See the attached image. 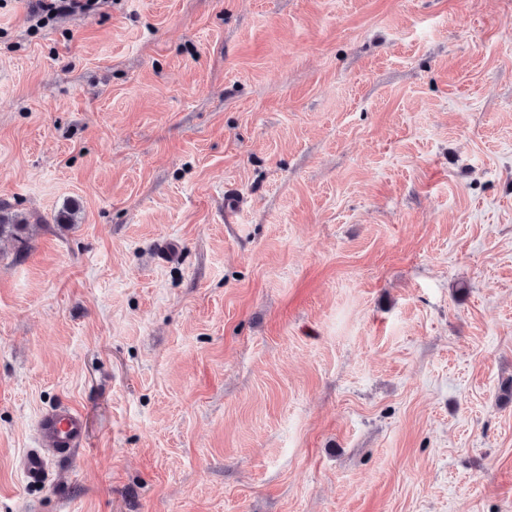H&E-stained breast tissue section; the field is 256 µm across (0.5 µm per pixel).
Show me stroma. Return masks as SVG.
<instances>
[{"label": "stroma", "mask_w": 512, "mask_h": 512, "mask_svg": "<svg viewBox=\"0 0 512 512\" xmlns=\"http://www.w3.org/2000/svg\"><path fill=\"white\" fill-rule=\"evenodd\" d=\"M0 201V512H512V0H0ZM30 14L41 17L46 14H64L80 10L90 12L97 8L99 0H29ZM26 218L22 214L12 212L6 203H0V240L8 238L16 243L17 254L24 253L29 242L26 236ZM85 425L81 412L65 407L51 408L37 422V438L52 448H29L21 458L23 479L29 486H45L49 480L51 450L55 456H69L84 439Z\"/></svg>", "instance_id": "1"}]
</instances>
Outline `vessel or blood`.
I'll list each match as a JSON object with an SVG mask.
<instances>
[{
	"mask_svg": "<svg viewBox=\"0 0 512 512\" xmlns=\"http://www.w3.org/2000/svg\"><path fill=\"white\" fill-rule=\"evenodd\" d=\"M84 432V417L78 410L56 407L44 412L37 422V438L42 445L26 450L21 458L26 484L46 485L51 455L68 456L77 451L83 443Z\"/></svg>",
	"mask_w": 512,
	"mask_h": 512,
	"instance_id": "b4317fda",
	"label": "vessel or blood"
}]
</instances>
